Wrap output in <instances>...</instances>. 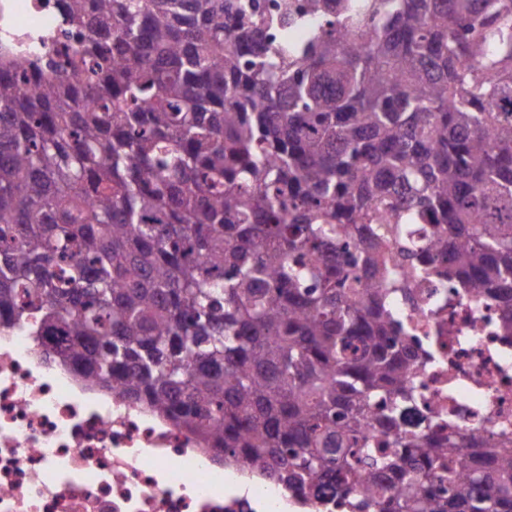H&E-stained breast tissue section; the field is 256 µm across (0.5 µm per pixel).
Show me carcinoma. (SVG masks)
<instances>
[{
  "mask_svg": "<svg viewBox=\"0 0 512 512\" xmlns=\"http://www.w3.org/2000/svg\"><path fill=\"white\" fill-rule=\"evenodd\" d=\"M0 60V324L348 512H512V447L400 426L436 277L512 336V0H66Z\"/></svg>",
  "mask_w": 512,
  "mask_h": 512,
  "instance_id": "carcinoma-1",
  "label": "carcinoma"
}]
</instances>
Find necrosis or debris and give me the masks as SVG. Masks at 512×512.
<instances>
[{
	"label": "necrosis or debris",
	"instance_id": "obj_1",
	"mask_svg": "<svg viewBox=\"0 0 512 512\" xmlns=\"http://www.w3.org/2000/svg\"><path fill=\"white\" fill-rule=\"evenodd\" d=\"M61 0H0V50L67 43ZM393 310L418 353V406L458 430L512 441V341L495 303L438 279ZM288 490L214 460L187 429L110 393L54 344L0 327V512H293Z\"/></svg>",
	"mask_w": 512,
	"mask_h": 512
}]
</instances>
